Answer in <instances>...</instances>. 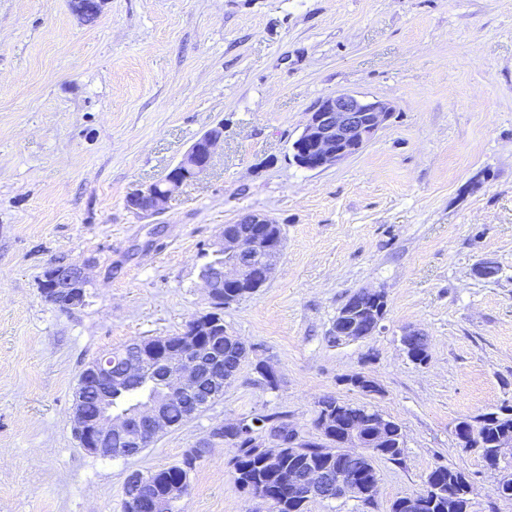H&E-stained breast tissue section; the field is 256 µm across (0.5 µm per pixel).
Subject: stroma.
<instances>
[{"label": "stroma", "instance_id": "35a3bbf8", "mask_svg": "<svg viewBox=\"0 0 512 512\" xmlns=\"http://www.w3.org/2000/svg\"><path fill=\"white\" fill-rule=\"evenodd\" d=\"M340 92L392 115L358 155L304 170L291 145ZM219 123L205 176L163 212L127 208ZM244 213L284 235L271 280L224 310L252 360L139 455L89 454L71 419L82 370L211 312L200 271ZM85 259V306L47 302L45 268ZM485 262L495 277L478 275ZM364 288L386 296L379 330L329 342ZM413 326L430 342L423 365L401 344ZM325 396L395 420L405 450L376 459L374 504L307 512H390L439 464L469 476L471 512H512L494 494L512 456L488 468L455 435L512 403V0H106L92 22L71 0H0V512H123L129 473L179 463L228 418L282 414L321 442ZM235 454L214 444L178 512H266L236 485Z\"/></svg>", "mask_w": 512, "mask_h": 512}]
</instances>
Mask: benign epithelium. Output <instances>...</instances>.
I'll return each mask as SVG.
<instances>
[{
    "label": "benign epithelium",
    "mask_w": 512,
    "mask_h": 512,
    "mask_svg": "<svg viewBox=\"0 0 512 512\" xmlns=\"http://www.w3.org/2000/svg\"><path fill=\"white\" fill-rule=\"evenodd\" d=\"M391 113L390 104L380 99L349 92L328 96L309 113L291 145L292 158L308 171L332 168L359 154L385 126ZM223 141L224 128L206 131L160 181L128 197L127 206L140 212L164 210L168 200L184 184L208 173L215 149ZM273 226V220L257 213L243 214L224 225L215 242L217 255L224 256V264L200 276L209 297L222 288H247L271 279L284 250L282 235L274 232ZM89 266L88 262L48 266L41 283L43 295L65 296L69 310L83 307ZM381 295V291L362 290L338 312L330 331L336 342L366 339L376 333L380 321L358 326L359 317L353 305L358 300H373ZM222 336H228V331L220 317L198 316L177 336L140 343L139 360L130 364L121 377H112L110 354L89 363L79 377L72 410L80 446L94 456L110 458L114 442L130 443L143 450L170 430L160 403H149L132 414L120 415L112 409V390L122 389L129 379L147 370L163 374L165 393L170 397H191L205 389L224 391L236 372L230 367H220L224 353L214 345ZM386 425L387 417L378 411L370 420L351 423L342 437L329 441L325 447L326 452L340 460L336 473L314 467L292 472L288 474V496L305 504L317 499L367 495L360 464L381 448ZM149 484V478L140 475L142 499L127 495L126 502H139L150 512H170L173 503L189 490L188 480L184 478L162 500L149 493Z\"/></svg>",
    "instance_id": "1"
}]
</instances>
